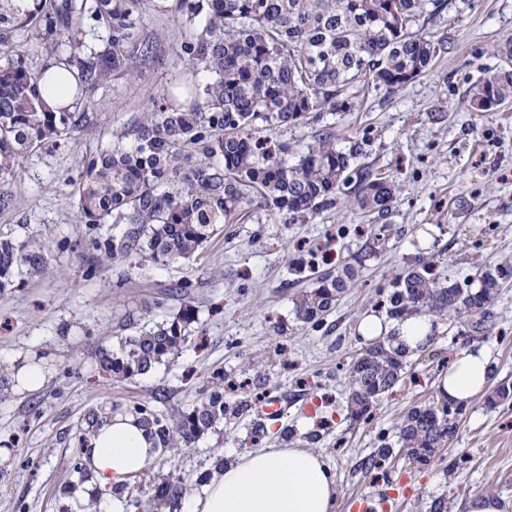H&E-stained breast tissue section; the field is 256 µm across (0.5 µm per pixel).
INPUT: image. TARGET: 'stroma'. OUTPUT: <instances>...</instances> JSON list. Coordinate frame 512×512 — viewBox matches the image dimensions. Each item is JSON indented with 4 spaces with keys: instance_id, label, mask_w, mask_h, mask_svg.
Wrapping results in <instances>:
<instances>
[{
    "instance_id": "1",
    "label": "stroma",
    "mask_w": 512,
    "mask_h": 512,
    "mask_svg": "<svg viewBox=\"0 0 512 512\" xmlns=\"http://www.w3.org/2000/svg\"><path fill=\"white\" fill-rule=\"evenodd\" d=\"M428 30L442 48L432 68L397 90L353 91L343 110L315 122L275 129L272 138L296 146L329 131L352 168L369 169L399 189L388 212L366 213L343 202L306 219L266 210L242 212L199 256L149 276L166 285L188 282L199 305L188 340L169 365L126 381L95 375L98 347L112 341L118 305L138 300L133 281L119 269L89 277L90 234L67 199L65 180L78 176L87 157L112 143L122 127L184 78L179 46L189 29L177 13L146 10L141 29L157 47V61L131 63L91 92L87 130L25 158L13 178L0 180V236L33 240L45 249L50 270L24 275L0 293V369L22 354L46 348L56 372L48 384L0 398V512H86L90 483L73 471L80 459L78 429L89 412L110 403L131 406L157 392L172 416L189 410L215 373L241 383L251 403L243 415L224 419L190 446L160 451L126 485L124 512H148L166 475L188 493L198 492L216 459L259 448H307L334 469L335 512L355 497L385 491L391 512H430L445 500L446 512H466L472 496L493 498L512 512V402L490 409L478 399L467 406L458 433L427 467L394 458L384 470L365 463L393 437L412 407L444 401L436 385L448 358L470 346L492 354L493 384H512V281L488 308L483 332L460 324L451 331L436 318L437 334L426 351L409 356L403 380L379 400L369 420L347 411L349 370L366 345L360 317L380 313L396 277L426 253L441 277L466 284L480 269L512 260V100L488 112L471 108L470 90L512 61L500 49L512 40V0H449ZM384 231L385 241L373 236ZM308 254L304 273L291 271L295 253ZM360 265L355 285L319 325L298 319L295 301L316 279L343 266ZM284 409L267 418L268 399ZM466 456L463 467L448 463ZM77 488L62 494V487Z\"/></svg>"
}]
</instances>
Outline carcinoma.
Segmentation results:
<instances>
[{
    "instance_id": "carcinoma-1",
    "label": "carcinoma",
    "mask_w": 512,
    "mask_h": 512,
    "mask_svg": "<svg viewBox=\"0 0 512 512\" xmlns=\"http://www.w3.org/2000/svg\"><path fill=\"white\" fill-rule=\"evenodd\" d=\"M168 0H0V178L20 160L53 146L90 122V113L50 109L43 99L51 86L75 80L78 102L98 83L124 72L135 58L155 56L139 37L147 5L166 9ZM187 20L204 25L185 38L180 52L192 68L162 100L113 133L112 147L88 159L69 195L88 228L108 224L112 234L90 240L94 266L125 261L140 270L168 266L198 256L208 243L242 214L256 208L306 218L331 208L343 188L357 184L354 198L364 212L382 214L395 192L394 182L372 178L351 167V155L336 149L325 131L306 145L292 164V147L274 143L268 132L334 112L359 85L396 90L429 71L439 50L424 32L426 23L448 10V0H177ZM108 33L104 49L85 53L80 37L85 16ZM36 31L63 72L33 71L26 49L16 42ZM201 72L208 80L197 79ZM491 95L512 98V72L493 74L477 84L471 104ZM47 269L44 249L30 242L0 238V292L15 287V274ZM504 261L480 273L474 287L460 289L440 281L433 262L420 256L397 277L387 296V315H445L479 325L500 293ZM356 278L346 266L316 279L301 294L299 314L320 323ZM181 281L162 287L149 301L121 306L118 335L98 353L103 374L123 380L172 362L184 346L187 327L197 321L195 302ZM176 301L179 307L169 305ZM155 314L146 329L134 315ZM406 353L371 342L350 371L348 409L366 420L371 408L402 380ZM223 384L200 394L179 420L155 406L123 409L153 428L158 447H187L220 419L244 413L246 400L224 401ZM512 400L503 383L485 397L493 409ZM456 409H410L396 427L401 456L414 466L428 464L459 430ZM384 443L368 459L378 469L392 458Z\"/></svg>"
}]
</instances>
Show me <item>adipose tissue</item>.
I'll return each mask as SVG.
<instances>
[{"instance_id":"1","label":"adipose tissue","mask_w":512,"mask_h":512,"mask_svg":"<svg viewBox=\"0 0 512 512\" xmlns=\"http://www.w3.org/2000/svg\"><path fill=\"white\" fill-rule=\"evenodd\" d=\"M359 330L364 338L415 352L429 345L434 323L425 314L394 322L368 314ZM53 361L48 352L16 358L12 391L24 395L44 387L54 372ZM491 362L487 348L459 351L438 376L442 396L462 407L484 396ZM81 453L101 493L96 512H122L116 491L154 460L158 447L154 434L138 417L106 408ZM336 497V474L320 455L306 448H263L226 463L200 491L185 498L183 512H334Z\"/></svg>"}]
</instances>
